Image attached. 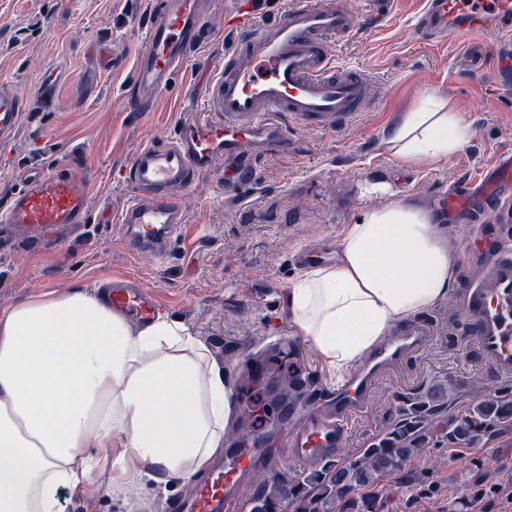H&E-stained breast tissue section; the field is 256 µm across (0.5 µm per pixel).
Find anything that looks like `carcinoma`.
<instances>
[{"mask_svg":"<svg viewBox=\"0 0 512 512\" xmlns=\"http://www.w3.org/2000/svg\"><path fill=\"white\" fill-rule=\"evenodd\" d=\"M304 384L301 371L280 369L279 396L294 398ZM461 385L455 381L434 383L408 397L398 417L364 448L343 461L323 464L302 483H290L283 477L259 474L253 482L262 492L251 498V512H273V506L286 501L293 512H378L385 487L383 478L393 475L401 487L430 497L437 491L429 476L409 469L413 458L427 446L430 429L447 414L457 399ZM512 423V395H490L472 400L460 415L448 421V446L473 453L491 429ZM498 490L476 481L468 495L448 504V512H471L481 499L496 498Z\"/></svg>","mask_w":512,"mask_h":512,"instance_id":"cac0c4a2","label":"carcinoma"}]
</instances>
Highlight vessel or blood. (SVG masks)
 Listing matches in <instances>:
<instances>
[{
	"mask_svg": "<svg viewBox=\"0 0 512 512\" xmlns=\"http://www.w3.org/2000/svg\"><path fill=\"white\" fill-rule=\"evenodd\" d=\"M258 0H233L229 13L244 55H229L222 72L206 88V120L185 125L165 144L144 146L124 169L130 199L116 227L127 249L161 262L187 223L184 196L216 161H223L224 204L234 207L239 195L265 193L252 148L284 145L280 114L305 126L335 130L346 126L368 104L371 79L360 70L336 65L333 48L357 31L360 11L344 0H289L277 16L254 25ZM206 0H155L144 49L136 59L131 102L147 111L173 74L205 36ZM426 40L448 37L472 40L494 35V59L505 84H512V0H425L416 20ZM24 101L0 92V143H6L24 110ZM84 161L68 171L29 174L24 185L0 210V238L35 245L68 238L86 222L91 181ZM451 211H484L488 225L471 226L468 239L475 275L459 296L474 320L473 336L493 378L512 379V148L499 153L473 193L447 190L435 198ZM114 310L141 323L158 314L154 296L139 280L109 282ZM433 336L431 327L415 322L395 335L320 407L299 401L288 409L291 423L281 445L305 467L334 457L347 440V422L360 412L386 372L400 368ZM251 449H234L226 467L198 486L192 501L175 512H229L236 502L230 490L255 468Z\"/></svg>",
	"mask_w": 512,
	"mask_h": 512,
	"instance_id": "b4317fda",
	"label": "vessel or blood"
}]
</instances>
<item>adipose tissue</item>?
<instances>
[{"mask_svg":"<svg viewBox=\"0 0 512 512\" xmlns=\"http://www.w3.org/2000/svg\"><path fill=\"white\" fill-rule=\"evenodd\" d=\"M472 135L434 93L387 139L396 169L423 168ZM372 200L333 263L303 267L283 306L298 334L344 376L392 324L427 312L455 283V257L431 211L371 174ZM236 417L233 385L206 340L161 314L131 326L105 293L75 287L0 309V512H61L81 487L136 512L130 489L203 474ZM102 468L112 483L92 479Z\"/></svg>","mask_w":512,"mask_h":512,"instance_id":"adipose-tissue-1","label":"adipose tissue"}]
</instances>
